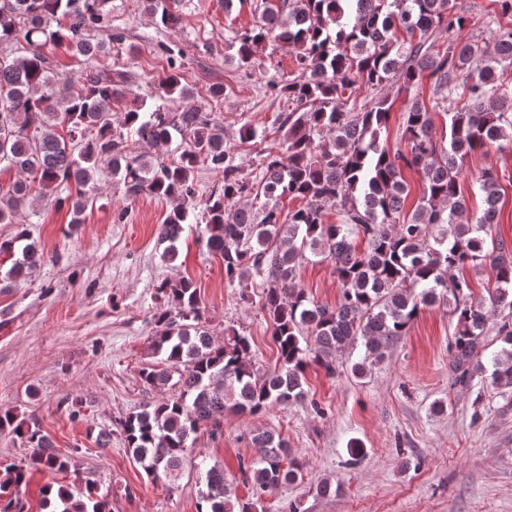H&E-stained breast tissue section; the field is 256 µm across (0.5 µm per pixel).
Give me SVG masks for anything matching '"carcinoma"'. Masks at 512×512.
<instances>
[{
    "label": "carcinoma",
    "mask_w": 512,
    "mask_h": 512,
    "mask_svg": "<svg viewBox=\"0 0 512 512\" xmlns=\"http://www.w3.org/2000/svg\"><path fill=\"white\" fill-rule=\"evenodd\" d=\"M155 24L179 21L180 0H140ZM497 18L483 22L479 37L460 31L479 19L456 0H262L259 21L236 37L235 61L254 67L261 46L281 43L295 50L297 76L269 87L288 102L278 115L285 130L278 150L260 159L261 180L239 175L224 127L198 109L178 112L145 97L129 104L125 128H136L145 151L132 154L125 132L112 124V105L121 101L129 72L102 68L96 60L124 45L112 28L107 0H0V48L25 43L23 54L0 52V171L22 178L0 197V224L45 201L67 208L70 224L96 207L98 177L112 170L127 197L148 194L177 204L159 225L169 242L162 253L172 264L175 242L192 223L198 190L193 173L200 164L224 173V183L203 201L202 224L208 252L222 260L229 282L256 278L262 307L273 327L277 361L256 365L250 338L233 332L217 345L201 322L199 293L186 277L157 287L156 335L152 350L165 367L142 370L150 388L173 384L179 392L148 402L121 422L127 447L152 480L176 482L192 440L203 426L222 430L224 411L257 415L305 400L307 368L327 375L348 348L361 347L352 375L365 377L406 335L423 308L443 304L455 321L450 344L452 384L468 386L475 359L492 318L501 337L491 359L494 383L512 390V245L496 235L504 189L499 173L476 174L482 193L479 211H469L460 179L466 160L503 140L512 143V0H495ZM448 31V45L435 34ZM66 45L81 62L72 76L55 72L45 53ZM168 68L149 77L159 96H191L179 70L182 55L159 45ZM429 80L433 103L413 101L402 113L405 149L383 142L392 102L376 94L389 85L409 88ZM372 96L360 107L346 91L361 86ZM448 123L439 134L435 113ZM179 142L178 158L167 163L150 148ZM421 174L423 189L411 215L404 214L410 188L404 170ZM299 205L288 212L279 200ZM333 209L336 221L327 220ZM313 258L332 263L339 288L334 306L310 297L296 282L300 266ZM43 249L23 229L0 241V285L28 277ZM489 265L493 288L486 310L465 278L467 266ZM0 431L34 449L25 462H0V512H24L20 494L33 470L67 472L80 449L56 450L34 422L0 411ZM258 459L240 464L251 480V495L238 497L224 468L202 460L197 512H263L262 496L295 482L298 462L279 434H253ZM48 512H107L108 495L46 485Z\"/></svg>",
    "instance_id": "obj_1"
}]
</instances>
